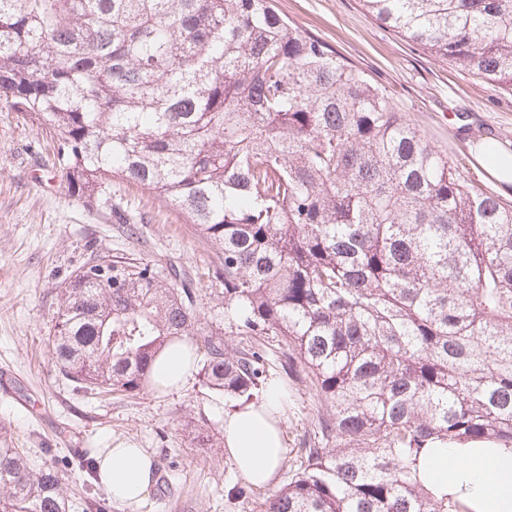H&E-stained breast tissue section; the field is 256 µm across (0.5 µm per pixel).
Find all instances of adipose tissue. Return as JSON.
<instances>
[{"label": "adipose tissue", "instance_id": "adipose-tissue-1", "mask_svg": "<svg viewBox=\"0 0 512 512\" xmlns=\"http://www.w3.org/2000/svg\"><path fill=\"white\" fill-rule=\"evenodd\" d=\"M194 359L190 345L171 344L157 356L150 379L159 383L164 393L180 391L193 379ZM283 400L282 386L272 381L262 400L225 412L221 420L225 453L238 472L258 486L272 481L287 456L277 418ZM469 467L487 512H512V460H475ZM153 470V459L142 448H104L98 455L100 485L113 501L129 507L138 506L145 497Z\"/></svg>", "mask_w": 512, "mask_h": 512}]
</instances>
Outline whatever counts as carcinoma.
Listing matches in <instances>:
<instances>
[{
    "label": "carcinoma",
    "instance_id": "cac0c4a2",
    "mask_svg": "<svg viewBox=\"0 0 512 512\" xmlns=\"http://www.w3.org/2000/svg\"><path fill=\"white\" fill-rule=\"evenodd\" d=\"M381 25L512 92V0H360ZM0 104L53 130L68 189L150 190L218 254L222 311L147 258L61 289L49 352L92 393L137 396L175 340L203 385L258 399L302 367L326 405L262 512H485L431 448L512 455V205L467 181L385 91L272 0H0ZM250 342L224 344V334ZM0 512H69L64 475L0 433ZM466 466L448 452V448H436L433 455L420 468L422 479L436 488H448V480Z\"/></svg>",
    "mask_w": 512,
    "mask_h": 512
}]
</instances>
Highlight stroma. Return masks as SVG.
I'll return each mask as SVG.
<instances>
[{
	"label": "stroma",
	"mask_w": 512,
	"mask_h": 512,
	"mask_svg": "<svg viewBox=\"0 0 512 512\" xmlns=\"http://www.w3.org/2000/svg\"><path fill=\"white\" fill-rule=\"evenodd\" d=\"M283 16L331 45L386 89L398 112L436 148L459 160L464 176L512 205L479 169L475 142L491 137L512 151V93L484 84L454 64L383 27L359 0H275ZM57 137L30 115L0 105V428L34 464L55 465L66 477L69 512H88L89 475L71 458L120 443L146 449L152 482L137 510L108 501L107 512H256L257 503L227 500L224 484L236 471L222 443H192L188 422H219L215 393L192 381L180 392L136 397L77 390L50 359L47 338L56 298L87 262L104 256L151 258L199 278L198 307L218 311L221 283L215 251L173 206L147 190L113 179L107 195L71 193L61 179ZM136 235H129L126 224ZM288 385L282 427L288 450L318 425L322 405L304 382L275 369Z\"/></svg>",
	"instance_id": "35a3bbf8"
}]
</instances>
